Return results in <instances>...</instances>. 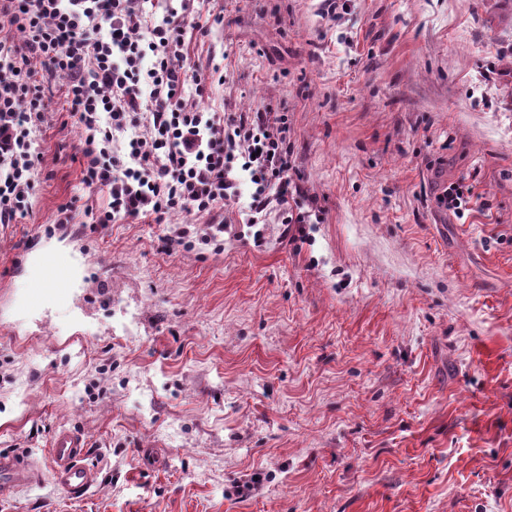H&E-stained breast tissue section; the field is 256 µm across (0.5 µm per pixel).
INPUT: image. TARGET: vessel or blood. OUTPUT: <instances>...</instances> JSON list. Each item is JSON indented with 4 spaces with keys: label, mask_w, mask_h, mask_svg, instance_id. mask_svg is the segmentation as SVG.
<instances>
[{
    "label": "vessel or blood",
    "mask_w": 512,
    "mask_h": 512,
    "mask_svg": "<svg viewBox=\"0 0 512 512\" xmlns=\"http://www.w3.org/2000/svg\"><path fill=\"white\" fill-rule=\"evenodd\" d=\"M70 275L69 266L59 257H45L39 274L32 280L28 292L43 295L48 288ZM86 442L74 431L53 435L49 450L50 473L54 483L71 494L86 492L95 482L96 472L84 461ZM41 471L28 458L0 454V500H7L20 488L39 482Z\"/></svg>",
    "instance_id": "b4317fda"
}]
</instances>
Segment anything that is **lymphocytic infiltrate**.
Masks as SVG:
<instances>
[{"label":"lymphocytic infiltrate","mask_w":512,"mask_h":512,"mask_svg":"<svg viewBox=\"0 0 512 512\" xmlns=\"http://www.w3.org/2000/svg\"><path fill=\"white\" fill-rule=\"evenodd\" d=\"M146 2L0 0V224L32 208L42 158L35 135L52 119L57 94L81 130L71 154L80 182L108 203L67 202L55 224H163L182 214L166 246L214 244L242 173L253 187L248 223L271 214L290 228L309 223L287 113L269 104L250 112L189 105L186 87L207 78L188 58L186 33L201 26L193 0L166 5L153 24Z\"/></svg>","instance_id":"f902f5d3"}]
</instances>
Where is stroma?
<instances>
[{
    "mask_svg": "<svg viewBox=\"0 0 512 512\" xmlns=\"http://www.w3.org/2000/svg\"><path fill=\"white\" fill-rule=\"evenodd\" d=\"M208 7L201 106L286 107L318 221L244 224V181L219 250L54 228L107 204L54 122L32 213L0 224V453L77 431L97 482L0 512H512V0ZM445 183L474 200L442 207ZM45 255L73 277L33 302Z\"/></svg>",
    "mask_w": 512,
    "mask_h": 512,
    "instance_id": "stroma-1",
    "label": "stroma"
}]
</instances>
